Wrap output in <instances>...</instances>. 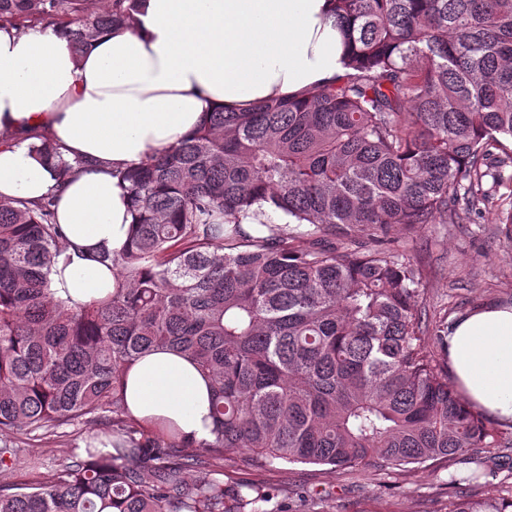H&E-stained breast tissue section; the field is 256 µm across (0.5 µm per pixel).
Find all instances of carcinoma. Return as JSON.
I'll list each match as a JSON object with an SVG mask.
<instances>
[{"label":"carcinoma","mask_w":512,"mask_h":512,"mask_svg":"<svg viewBox=\"0 0 512 512\" xmlns=\"http://www.w3.org/2000/svg\"><path fill=\"white\" fill-rule=\"evenodd\" d=\"M335 2L343 76L300 101L216 109L122 173L133 222L126 249L96 254L116 270L106 298H55L51 199L0 201V512H263L274 489L224 481L236 451L335 469L458 457L475 468L454 482L488 474L498 423L448 383V324L426 322L420 270L390 232L492 208L512 225V0ZM138 7L0 0V22L61 24L79 56ZM35 138L59 176L80 164ZM159 345L212 380L198 453L126 407V372ZM75 421L97 425L84 451L19 487L38 462L13 435L49 443ZM504 492L448 512H509Z\"/></svg>","instance_id":"cac0c4a2"}]
</instances>
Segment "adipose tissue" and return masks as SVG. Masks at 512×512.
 I'll use <instances>...</instances> for the list:
<instances>
[{
    "label": "adipose tissue",
    "mask_w": 512,
    "mask_h": 512,
    "mask_svg": "<svg viewBox=\"0 0 512 512\" xmlns=\"http://www.w3.org/2000/svg\"><path fill=\"white\" fill-rule=\"evenodd\" d=\"M333 0H143L131 21L74 55L51 25L0 26V201L55 193L67 241L51 269L57 297L84 304L109 293L99 247L120 252L132 215L119 173L178 144L218 108L301 97L344 74ZM49 131L82 166L59 178L31 148ZM448 365L463 398L512 425V303L486 301L448 329ZM211 383L160 348L125 379L130 415L175 424L194 445L212 437Z\"/></svg>",
    "instance_id": "obj_1"
}]
</instances>
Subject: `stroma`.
<instances>
[{"mask_svg":"<svg viewBox=\"0 0 512 512\" xmlns=\"http://www.w3.org/2000/svg\"><path fill=\"white\" fill-rule=\"evenodd\" d=\"M490 210L473 224H422L406 236L408 254L422 272L420 304L428 320L455 318L491 299L512 302V239ZM86 423L63 427L61 437L41 446L17 437L24 456L45 458L57 468L69 462L75 445L90 432ZM470 464L459 458H439L423 468L381 471L321 465H285L248 460L245 454L224 457V479L274 487L288 512H447L460 497L453 477L467 474Z\"/></svg>","mask_w":512,"mask_h":512,"instance_id":"obj_1","label":"stroma"}]
</instances>
